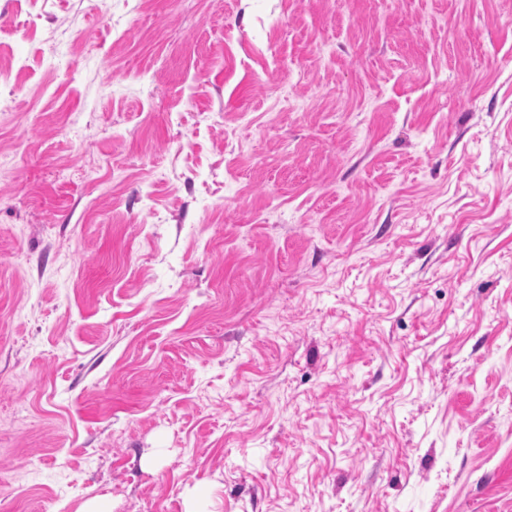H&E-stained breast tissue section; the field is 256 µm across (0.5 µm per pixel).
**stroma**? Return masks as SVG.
<instances>
[{
	"label": "stroma",
	"mask_w": 512,
	"mask_h": 512,
	"mask_svg": "<svg viewBox=\"0 0 512 512\" xmlns=\"http://www.w3.org/2000/svg\"><path fill=\"white\" fill-rule=\"evenodd\" d=\"M0 512H512V0H0Z\"/></svg>",
	"instance_id": "35a3bbf8"
}]
</instances>
